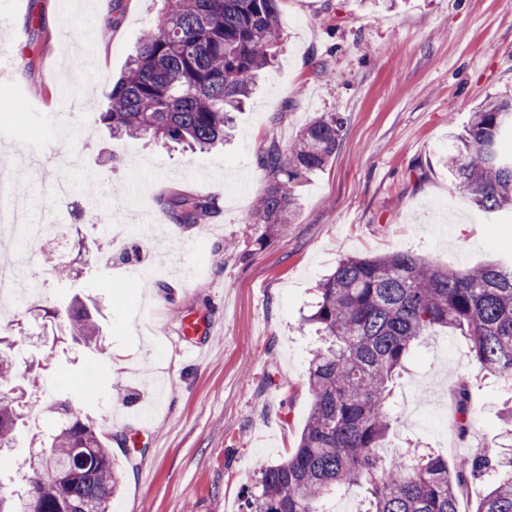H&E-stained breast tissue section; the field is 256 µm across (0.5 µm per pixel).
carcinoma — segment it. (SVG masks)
<instances>
[{"mask_svg": "<svg viewBox=\"0 0 512 512\" xmlns=\"http://www.w3.org/2000/svg\"><path fill=\"white\" fill-rule=\"evenodd\" d=\"M158 24L141 36L99 122L114 136L208 151L224 144L270 64L280 36V0H164ZM344 118L322 114L287 147L274 139L258 155L267 185L250 215L274 234L292 223L296 188L336 154ZM512 97L492 95L453 135L448 174L486 213L512 210ZM180 224H198L214 208L200 196L166 200ZM305 322L323 336L306 372L312 407L298 447L262 469L249 512H323L320 502L345 484L361 487L366 512H459L458 491L491 477L478 512H512V456L479 453L448 471L432 452L378 454L392 429L390 398L416 340L457 331L481 371L512 378V262L449 271L409 253L341 259L317 286ZM72 338L97 345L101 327L75 298L45 309ZM25 336L0 338V449L24 425L25 392H16L12 351ZM56 428L29 457L23 495L0 496V512H111L121 482L112 449L67 396L51 399Z\"/></svg>", "mask_w": 512, "mask_h": 512, "instance_id": "1", "label": "carcinoma"}]
</instances>
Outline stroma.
Instances as JSON below:
<instances>
[{"instance_id":"stroma-1","label":"stroma","mask_w":512,"mask_h":512,"mask_svg":"<svg viewBox=\"0 0 512 512\" xmlns=\"http://www.w3.org/2000/svg\"><path fill=\"white\" fill-rule=\"evenodd\" d=\"M163 0H0V167L41 144L49 176L69 194L51 198L18 178L15 206L32 221L55 218L70 242L61 284L29 250L21 277L38 298L0 310L28 332L27 361L52 391L77 396L106 377L90 417L103 436L142 431L138 447L112 443L123 469L113 512H248L261 470L296 448L311 409L306 372L320 339L303 326L313 287L347 256L409 252L452 270L512 250V218L478 211L448 177L451 126L486 97L512 92V0H281L276 55L255 96L236 115L224 148L190 152L113 139L98 123L112 82ZM342 113L340 147L297 190L298 219L267 235L250 221L264 187L257 156L271 139L288 145L316 116ZM174 193L211 199L206 223L180 224ZM446 219L450 232L436 235ZM166 225L157 240L142 222ZM92 301L98 349L52 350L61 322L44 307ZM213 322L206 357L185 359L174 339L182 317ZM468 381L472 425L448 435L437 410ZM512 384L479 370L462 336L435 330L397 379L394 449H430L449 467L503 441L500 405ZM33 428L0 455V494L25 487L17 463Z\"/></svg>"}]
</instances>
